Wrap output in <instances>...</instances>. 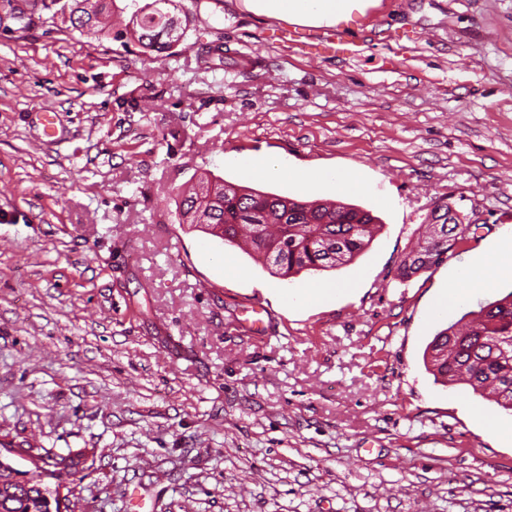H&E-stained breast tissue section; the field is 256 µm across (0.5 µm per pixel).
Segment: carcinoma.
<instances>
[{"label": "carcinoma", "mask_w": 512, "mask_h": 512, "mask_svg": "<svg viewBox=\"0 0 512 512\" xmlns=\"http://www.w3.org/2000/svg\"><path fill=\"white\" fill-rule=\"evenodd\" d=\"M68 15L71 27L82 35L98 32L106 0H35L31 10L46 5ZM129 33L142 48L168 53L184 37L176 0H151L132 16ZM221 66L240 72L256 68L253 58L219 44L205 50ZM450 203L430 212L425 235L400 261L396 278L408 281L429 269L465 235L480 228L456 216L448 223ZM182 223L220 238L225 244L250 245L253 256L281 278L306 271H328L351 264L382 227L369 209L341 201H301L259 189L239 186L222 178H208L202 186L184 192ZM426 362L443 382H465L476 393L492 395L512 410V291L465 313L440 330L429 344ZM44 475L55 481L80 473L71 454L39 456ZM57 488L42 479L19 480L0 470V512H58Z\"/></svg>", "instance_id": "1"}]
</instances>
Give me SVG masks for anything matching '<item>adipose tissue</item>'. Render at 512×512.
I'll use <instances>...</instances> for the list:
<instances>
[{
	"label": "adipose tissue",
	"mask_w": 512,
	"mask_h": 512,
	"mask_svg": "<svg viewBox=\"0 0 512 512\" xmlns=\"http://www.w3.org/2000/svg\"><path fill=\"white\" fill-rule=\"evenodd\" d=\"M372 0H247L257 13L308 25H333L353 10H365Z\"/></svg>",
	"instance_id": "adipose-tissue-1"
}]
</instances>
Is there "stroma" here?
Instances as JSON below:
<instances>
[{
    "label": "stroma",
    "mask_w": 512,
    "mask_h": 512,
    "mask_svg": "<svg viewBox=\"0 0 512 512\" xmlns=\"http://www.w3.org/2000/svg\"><path fill=\"white\" fill-rule=\"evenodd\" d=\"M146 2L113 0L99 37L48 9L20 28L26 0H0V438L85 452L72 512H512V413L424 363L512 290L438 305L512 227V0H380L301 45L244 0H177L162 59L123 34ZM219 42L258 67H206ZM261 158L281 175L254 176ZM322 169L369 188L293 178ZM208 173L383 228L353 263L283 279L181 223ZM445 201L477 234L396 279ZM257 304L261 336L240 323Z\"/></svg>",
    "instance_id": "35a3bbf8"
}]
</instances>
